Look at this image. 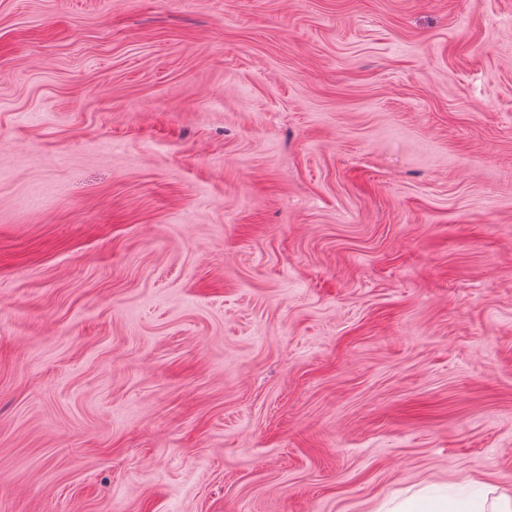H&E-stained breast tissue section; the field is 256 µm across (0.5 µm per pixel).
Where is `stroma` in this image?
Returning <instances> with one entry per match:
<instances>
[{
	"label": "stroma",
	"mask_w": 512,
	"mask_h": 512,
	"mask_svg": "<svg viewBox=\"0 0 512 512\" xmlns=\"http://www.w3.org/2000/svg\"><path fill=\"white\" fill-rule=\"evenodd\" d=\"M512 496V0H0V512Z\"/></svg>",
	"instance_id": "stroma-1"
}]
</instances>
